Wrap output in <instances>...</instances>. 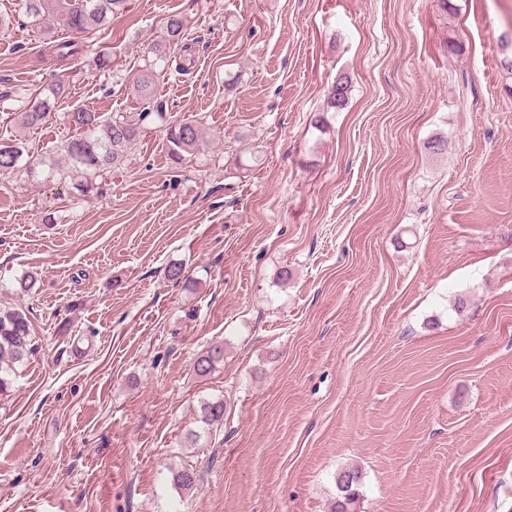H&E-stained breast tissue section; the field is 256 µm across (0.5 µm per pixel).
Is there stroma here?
Segmentation results:
<instances>
[{
	"instance_id": "1",
	"label": "stroma",
	"mask_w": 512,
	"mask_h": 512,
	"mask_svg": "<svg viewBox=\"0 0 512 512\" xmlns=\"http://www.w3.org/2000/svg\"><path fill=\"white\" fill-rule=\"evenodd\" d=\"M451 4L129 0L85 42L109 72L24 19L0 36L1 136L72 82L26 134L41 155L73 108L140 111L143 51L182 14L195 62L157 95L205 130L179 161L146 134L75 205L0 177V303L34 343L0 394V512H328L352 466L354 512H512V0ZM212 398L223 424L190 443ZM69 87L64 80H56L45 85L38 93L27 100L19 113V125L31 128L45 123L53 112L59 99L68 93ZM224 362L223 344H214L195 363V371L199 376H208L217 365Z\"/></svg>"
}]
</instances>
